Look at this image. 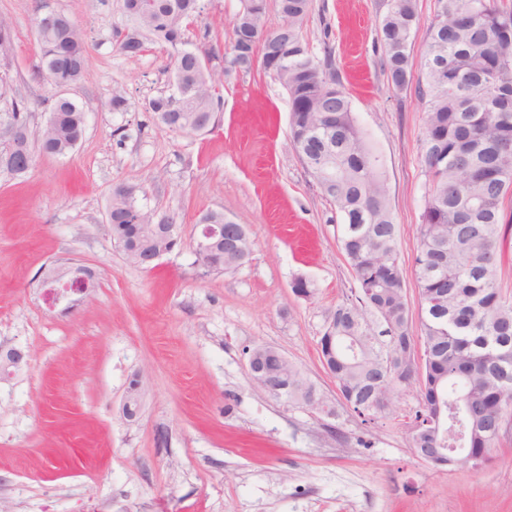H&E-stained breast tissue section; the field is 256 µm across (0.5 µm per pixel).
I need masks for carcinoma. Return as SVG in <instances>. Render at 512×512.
I'll list each match as a JSON object with an SVG mask.
<instances>
[{
	"mask_svg": "<svg viewBox=\"0 0 512 512\" xmlns=\"http://www.w3.org/2000/svg\"><path fill=\"white\" fill-rule=\"evenodd\" d=\"M231 52L224 66L187 47L185 30L199 0H123L128 24L116 31V48L138 58L146 44L172 49L173 91L148 100L146 110L170 128L204 134L219 122L216 86L260 62L286 90L290 144L322 194L342 214L338 239L359 287L356 302L336 307L334 338L320 337L343 405L360 417L376 411L384 385L396 393L422 383L415 413L416 452L440 468L457 461L450 448L495 447L512 432V299L501 294L498 268L508 239L503 202L512 197V0H436L434 19L411 63L418 0H390L378 19L382 65L393 90L416 85L424 104L421 161L424 207L418 226L415 276L424 302L420 331L424 381L413 374L414 341L403 293L388 188L379 159L367 146L343 88L303 37L311 0H275L280 24L266 25L268 0H239ZM44 70L69 88L86 73L88 49L80 29L61 12L35 25ZM12 50L10 23L0 18V58ZM28 102L14 98L1 125L28 129ZM85 131V110L74 99H55L34 137L45 155L64 156ZM137 188L112 197L108 224L113 241L145 255L160 246L150 216L137 204ZM247 233L228 230L211 261L231 272L251 251ZM372 314L377 321H369ZM268 380L288 403L324 404L302 371L271 347ZM425 419H420V414Z\"/></svg>",
	"mask_w": 512,
	"mask_h": 512,
	"instance_id": "1",
	"label": "carcinoma"
}]
</instances>
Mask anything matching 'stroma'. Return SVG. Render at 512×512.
<instances>
[{
    "mask_svg": "<svg viewBox=\"0 0 512 512\" xmlns=\"http://www.w3.org/2000/svg\"><path fill=\"white\" fill-rule=\"evenodd\" d=\"M200 6L186 40L229 52L239 0ZM386 10L387 0H312L303 34L316 56L330 54L380 160L415 312L424 107L387 82L375 31ZM50 11L88 44V71L69 90L85 132L68 156L39 154L25 177L0 175V345L28 355L0 382V512H512V435L484 467L436 468L412 446L419 390L371 421L343 406L319 339L358 285L337 240L342 215L288 144L285 89L258 67L232 76L212 131L173 133L146 110L170 89L171 51H117L122 0H0L14 35L0 77L33 106L34 132L56 94L35 39ZM119 185L177 222L179 246L153 269L130 264L109 233ZM207 211L248 227L251 253L233 272L205 273L190 246ZM78 265L96 272L91 300L48 309L43 279ZM298 277L309 296L295 293ZM261 344L296 365L334 415L252 384L248 352ZM135 377L144 394L129 421L121 406Z\"/></svg>",
    "mask_w": 512,
    "mask_h": 512,
    "instance_id": "1",
    "label": "stroma"
}]
</instances>
